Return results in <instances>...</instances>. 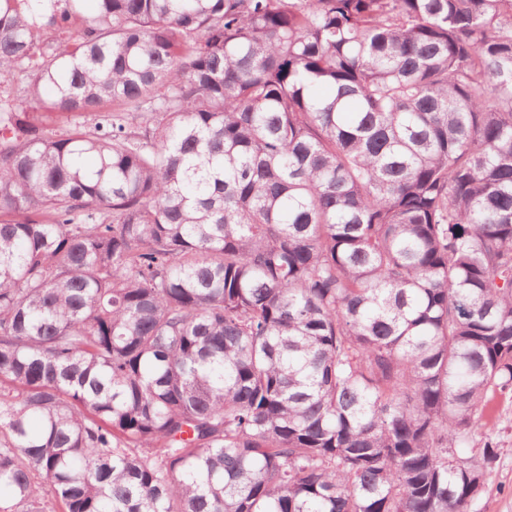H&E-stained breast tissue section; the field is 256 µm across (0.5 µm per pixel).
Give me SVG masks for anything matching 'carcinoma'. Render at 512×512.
Masks as SVG:
<instances>
[{
	"instance_id": "obj_1",
	"label": "carcinoma",
	"mask_w": 512,
	"mask_h": 512,
	"mask_svg": "<svg viewBox=\"0 0 512 512\" xmlns=\"http://www.w3.org/2000/svg\"><path fill=\"white\" fill-rule=\"evenodd\" d=\"M85 2L0 0V512H471L512 0Z\"/></svg>"
}]
</instances>
